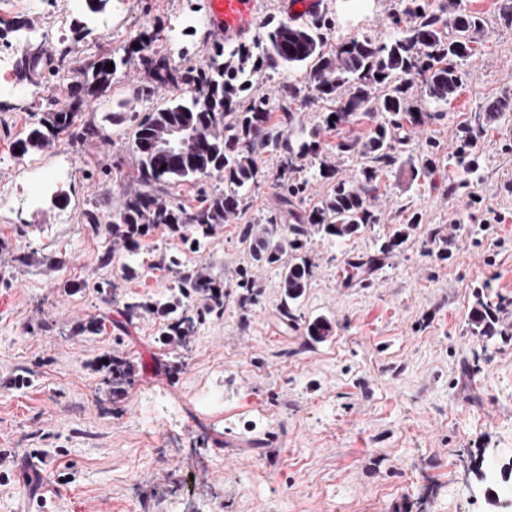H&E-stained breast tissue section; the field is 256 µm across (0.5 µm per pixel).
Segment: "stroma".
<instances>
[{
  "mask_svg": "<svg viewBox=\"0 0 512 512\" xmlns=\"http://www.w3.org/2000/svg\"><path fill=\"white\" fill-rule=\"evenodd\" d=\"M421 2L447 17L476 14L481 27L454 98L410 85L424 117L405 125L397 163L378 172L368 199L378 223L343 239L311 235L257 266L245 226L299 223L337 182L358 180L370 156L337 145L387 114L327 127L338 103L318 97L311 63L263 67L251 94L300 88L292 141L318 145L296 161L309 181L303 198L282 203L286 154L268 149L245 213L207 236L154 226L131 253L88 216L146 192L137 126L191 91L156 87L124 49L148 32L171 67L206 66L219 40L207 0H107L99 10L88 0H0L14 87L0 93V512H490V493L512 498V0L477 12L470 0ZM407 3L320 0L317 15L332 23L323 54L353 37L391 43ZM30 30L28 50L14 52ZM104 56L117 71L84 92L72 132L19 154L18 141L67 107L71 86ZM463 148L475 171L459 165ZM429 155L433 174L416 177ZM385 242L393 248L383 254ZM170 257L223 282V315L181 345L163 343L166 320L148 312L124 330L107 321L117 305L167 295ZM303 258L311 277L288 324L281 272ZM355 262L371 264L365 281L345 279ZM244 270L255 286L243 306ZM480 300L495 312L494 337L472 329ZM318 316L332 321L321 341L306 331ZM92 319L99 332L73 335ZM106 353L136 368L117 396L97 363Z\"/></svg>",
  "mask_w": 512,
  "mask_h": 512,
  "instance_id": "obj_1",
  "label": "stroma"
}]
</instances>
